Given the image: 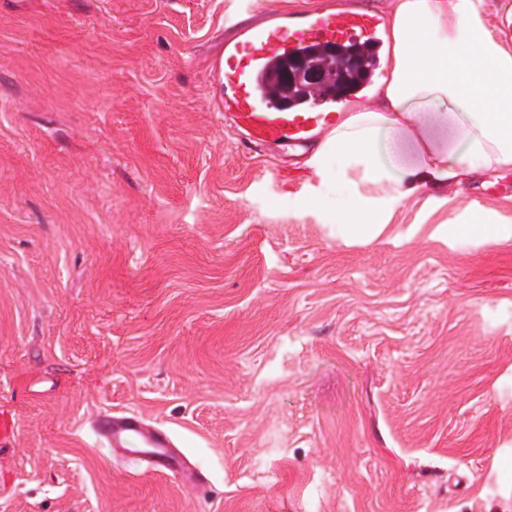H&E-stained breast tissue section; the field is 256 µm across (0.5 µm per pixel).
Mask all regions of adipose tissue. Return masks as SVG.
<instances>
[{"mask_svg": "<svg viewBox=\"0 0 512 512\" xmlns=\"http://www.w3.org/2000/svg\"><path fill=\"white\" fill-rule=\"evenodd\" d=\"M385 39L386 77L308 155L318 189L288 199L347 239L379 236L409 200L435 209L449 187L512 171V14L492 22L489 0H394ZM434 117L451 122L452 150L436 146ZM447 224L503 237L501 216L478 206Z\"/></svg>", "mask_w": 512, "mask_h": 512, "instance_id": "adipose-tissue-1", "label": "adipose tissue"}]
</instances>
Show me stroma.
<instances>
[{
	"label": "stroma",
	"instance_id": "35a3bbf8",
	"mask_svg": "<svg viewBox=\"0 0 512 512\" xmlns=\"http://www.w3.org/2000/svg\"><path fill=\"white\" fill-rule=\"evenodd\" d=\"M326 2L0 0V512H512V223L347 242L224 125L236 26ZM95 433L109 448H118L127 455L140 454L149 470L157 473L174 472L182 468L181 460L173 456L171 435L167 430L152 427L135 415L98 416ZM138 445V448H133Z\"/></svg>",
	"mask_w": 512,
	"mask_h": 512
}]
</instances>
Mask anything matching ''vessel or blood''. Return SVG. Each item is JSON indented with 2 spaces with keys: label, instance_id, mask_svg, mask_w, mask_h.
Returning <instances> with one entry per match:
<instances>
[{
  "label": "vessel or blood",
  "instance_id": "vessel-or-blood-1",
  "mask_svg": "<svg viewBox=\"0 0 512 512\" xmlns=\"http://www.w3.org/2000/svg\"><path fill=\"white\" fill-rule=\"evenodd\" d=\"M384 18L367 7L332 8L317 14L295 12L243 28L224 43L211 66L220 90L224 118L247 142L267 149H303L338 121L335 96L294 100L290 106L270 96L277 64L284 58L333 44L383 45ZM95 433L108 447L140 454L157 473L177 471L181 460L170 452L171 435L139 416L102 415Z\"/></svg>",
  "mask_w": 512,
  "mask_h": 512
}]
</instances>
